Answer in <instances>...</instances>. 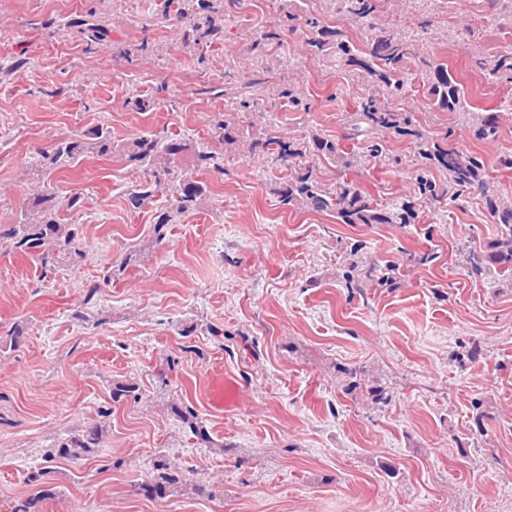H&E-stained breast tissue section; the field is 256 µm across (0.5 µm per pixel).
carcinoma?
Returning <instances> with one entry per match:
<instances>
[{"label": "carcinoma", "instance_id": "cac0c4a2", "mask_svg": "<svg viewBox=\"0 0 512 512\" xmlns=\"http://www.w3.org/2000/svg\"><path fill=\"white\" fill-rule=\"evenodd\" d=\"M326 10L344 13L353 23L375 28V16L381 0H321ZM240 0H163L161 21H175L188 27L192 41L198 47L211 49L220 44L224 28L217 17L227 7ZM299 20L295 13H288L280 24L261 29L253 36L251 51L257 56L275 48L292 31ZM309 27L307 46L314 55L336 59V65L348 69L366 84L354 111L347 115L348 131L343 141H357V148H348L342 141L325 139L318 135L308 138H291L269 133L263 137H250L241 130L240 123L229 115L214 125V138L226 146L246 148L249 155L262 156L271 163L288 170V178L276 193L280 203L295 210L329 211L344 224H411L416 218L415 206L408 201L380 203L355 179L347 175H359L362 156L368 155L386 165H401L403 157L392 155L384 146L391 134L411 138L417 155L425 163L440 169L445 184L438 186L427 174L419 175L418 190L421 200L430 208H438L444 197L453 189L475 188L489 204V212L500 226L499 238L479 255L469 253L468 262L476 272L492 266L504 277H512V202L499 199L486 177L483 160L474 154L459 150L450 142L451 131L444 135L428 133L408 112H396L391 102L403 98L409 88L404 64L418 57L425 69V80L431 108L456 113L473 128L478 140L496 137L500 126L497 112H472L466 99L463 84L448 72V66L417 56L416 40L405 31L380 29L367 47H361L336 29L325 26L317 18L306 21ZM472 66L488 73L498 81L512 82V49H502L488 42H480L472 54ZM278 97L285 99L296 110H308V97L297 85L278 88ZM98 149V153L110 151L107 135L93 133L92 140L68 139L52 151L42 152L35 158V165L49 174L73 165L86 152ZM184 150V144L176 137L158 139L141 137L126 153L128 160L143 169L144 179L131 194L135 207L149 205L158 194L169 197L167 210L156 216L154 232L163 239V230L174 223L177 216L193 210L204 187L199 181L176 169L175 161ZM323 155L333 159L344 179L327 184L318 176L314 158ZM222 154L205 147L193 158L192 167L210 169L217 166ZM32 217L25 224H13L0 228V239H10L13 247L26 253L43 246L55 251H67L82 255L78 231L73 224H62L59 206L53 196L44 190L33 193ZM361 243L350 247L346 270L342 275L345 287L354 291L366 284L383 286L395 279L399 265L388 261L381 265L363 254ZM190 433L204 443L210 438L203 426L196 421L195 413L187 409L179 411ZM101 446L99 426L92 425L82 434L61 443L56 453L48 456L78 457L93 452ZM187 483V477L166 463H159L149 480L142 485L145 496L165 499L174 490ZM51 496V489H42L35 496L17 505L15 512H38L39 503Z\"/></svg>", "mask_w": 512, "mask_h": 512}]
</instances>
